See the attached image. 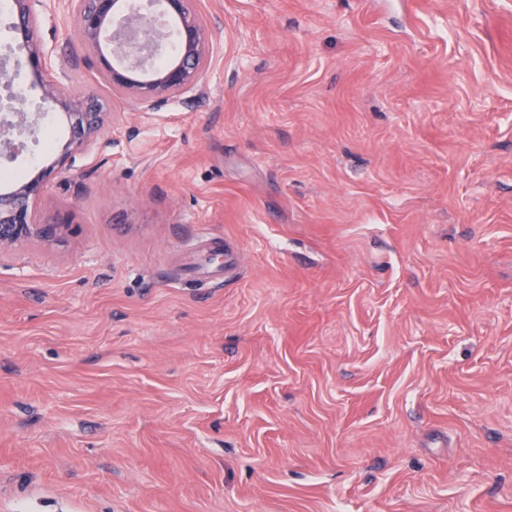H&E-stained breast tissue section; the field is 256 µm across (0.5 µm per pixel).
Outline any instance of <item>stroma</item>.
I'll return each instance as SVG.
<instances>
[{
    "mask_svg": "<svg viewBox=\"0 0 512 512\" xmlns=\"http://www.w3.org/2000/svg\"><path fill=\"white\" fill-rule=\"evenodd\" d=\"M197 7L153 110L40 16L111 114L0 255V512H512V0Z\"/></svg>",
    "mask_w": 512,
    "mask_h": 512,
    "instance_id": "1",
    "label": "stroma"
}]
</instances>
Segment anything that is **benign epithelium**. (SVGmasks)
I'll list each match as a JSON object with an SVG mask.
<instances>
[{
  "label": "benign epithelium",
  "instance_id": "benign-epithelium-1",
  "mask_svg": "<svg viewBox=\"0 0 512 512\" xmlns=\"http://www.w3.org/2000/svg\"><path fill=\"white\" fill-rule=\"evenodd\" d=\"M41 5L43 0H11L14 21L8 26L11 42L24 50L26 67L37 77L52 67L51 52L37 36ZM69 5L83 44L113 91L151 110L201 89L214 47L194 0H69ZM6 88L0 161L16 159L49 119L65 124L68 140L51 163L35 164L29 179L0 188V254L37 229L46 238L53 235L55 225H40L34 203L73 170L76 155L98 140L108 116L103 104L73 94L57 79L41 85L38 100L22 86ZM46 101L61 111H44Z\"/></svg>",
  "mask_w": 512,
  "mask_h": 512
}]
</instances>
